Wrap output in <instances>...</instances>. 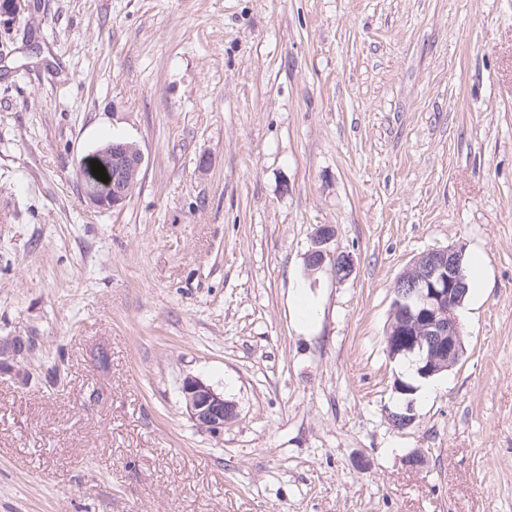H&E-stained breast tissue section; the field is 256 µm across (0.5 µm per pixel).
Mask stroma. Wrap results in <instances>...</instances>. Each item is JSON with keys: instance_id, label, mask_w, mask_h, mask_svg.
I'll list each match as a JSON object with an SVG mask.
<instances>
[{"instance_id": "obj_1", "label": "stroma", "mask_w": 512, "mask_h": 512, "mask_svg": "<svg viewBox=\"0 0 512 512\" xmlns=\"http://www.w3.org/2000/svg\"><path fill=\"white\" fill-rule=\"evenodd\" d=\"M35 6L0 25V512H512V0ZM116 138L146 165L107 212L77 167ZM451 246L465 352L404 395L392 286ZM333 236L334 230L329 224L318 225L315 229L312 236L313 246L306 255V262L308 264L307 271L309 274H314V272L319 269L329 266L336 275V279L341 280L344 279L341 278V276L345 270L354 268V258L348 253L331 251L330 249H314V247L329 244L332 241ZM29 346L20 337L1 343L0 345V365L2 370H14L12 363L19 362V359L24 358ZM180 392L188 416L202 429L221 432L237 416L235 404L199 378L186 377Z\"/></svg>"}]
</instances>
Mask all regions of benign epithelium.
I'll list each match as a JSON object with an SVG mask.
<instances>
[{"label": "benign epithelium", "mask_w": 512, "mask_h": 512, "mask_svg": "<svg viewBox=\"0 0 512 512\" xmlns=\"http://www.w3.org/2000/svg\"><path fill=\"white\" fill-rule=\"evenodd\" d=\"M31 10L30 0H4L0 18L14 20ZM96 160L109 173L107 182L90 181L83 190V199L106 211L120 210L130 198L133 181L145 166L140 148L132 150L121 143L98 149L86 157L85 164ZM334 236L329 224L319 225L312 236L313 248L306 255L308 272L328 266L341 278L343 271L354 268L352 255L322 250ZM462 249H434L416 257L394 282V313L406 322L386 331L385 342L391 357L416 354L418 374L432 377L461 359L463 346L459 322L455 316L462 298L463 279L457 257ZM28 344L15 337L0 344V368L13 370L23 358ZM180 392L186 412L195 424L210 432L224 430L236 416V406L224 394L194 377L183 380Z\"/></svg>", "instance_id": "benign-epithelium-1"}]
</instances>
